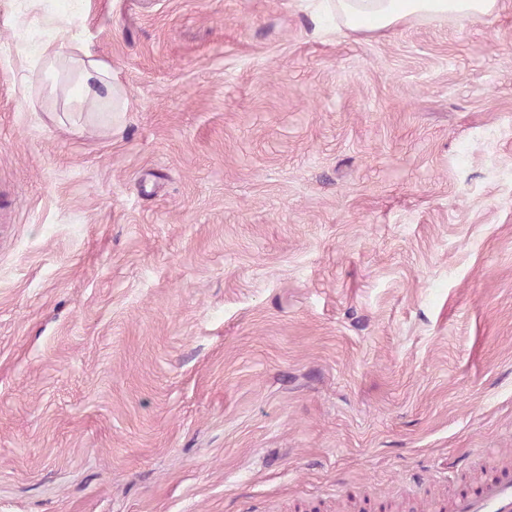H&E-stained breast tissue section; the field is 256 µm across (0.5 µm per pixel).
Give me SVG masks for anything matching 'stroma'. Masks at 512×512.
<instances>
[{
  "label": "stroma",
  "instance_id": "stroma-1",
  "mask_svg": "<svg viewBox=\"0 0 512 512\" xmlns=\"http://www.w3.org/2000/svg\"><path fill=\"white\" fill-rule=\"evenodd\" d=\"M0 0V512H431L512 460V0ZM348 25L358 27L363 20L371 29H385L408 17L465 13L478 18L493 13L497 0H338ZM73 18L60 16L48 29L50 36L43 41L36 55L30 60L31 67L42 60L54 69L55 64L65 63L77 72L84 89V99L95 104L97 108H107L108 112H124L127 101L112 70L106 65L91 59L92 55L83 42L73 32ZM69 50L63 55L61 49Z\"/></svg>",
  "mask_w": 512,
  "mask_h": 512
}]
</instances>
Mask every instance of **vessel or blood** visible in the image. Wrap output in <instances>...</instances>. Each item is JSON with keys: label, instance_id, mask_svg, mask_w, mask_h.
I'll return each mask as SVG.
<instances>
[{"label": "vessel or blood", "instance_id": "vessel-or-blood-1", "mask_svg": "<svg viewBox=\"0 0 512 512\" xmlns=\"http://www.w3.org/2000/svg\"><path fill=\"white\" fill-rule=\"evenodd\" d=\"M480 463L485 479L450 498L448 512H512V464L493 452L482 455Z\"/></svg>", "mask_w": 512, "mask_h": 512}]
</instances>
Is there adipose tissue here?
<instances>
[{
    "mask_svg": "<svg viewBox=\"0 0 512 512\" xmlns=\"http://www.w3.org/2000/svg\"><path fill=\"white\" fill-rule=\"evenodd\" d=\"M338 3L351 26H359L366 20L371 28L379 30L415 16L465 13L486 17L493 13L497 0H338ZM35 58L51 65H70L81 80L85 99L96 107L116 113L126 110L127 102L115 75L106 65L93 60L73 31L72 16H60L51 25L50 36L40 44Z\"/></svg>",
    "mask_w": 512,
    "mask_h": 512,
    "instance_id": "adipose-tissue-1",
    "label": "adipose tissue"
}]
</instances>
